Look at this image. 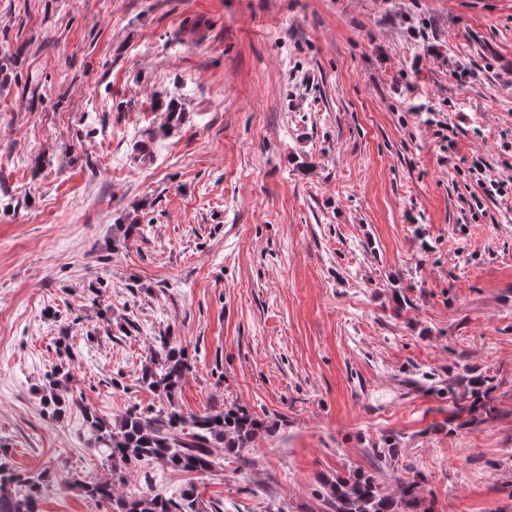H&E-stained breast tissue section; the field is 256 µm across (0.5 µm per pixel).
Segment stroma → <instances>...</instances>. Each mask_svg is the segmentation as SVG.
Here are the masks:
<instances>
[{
    "mask_svg": "<svg viewBox=\"0 0 512 512\" xmlns=\"http://www.w3.org/2000/svg\"><path fill=\"white\" fill-rule=\"evenodd\" d=\"M476 157L512 181V0H0V445L58 474L41 512L111 473L84 408L172 403L264 427L118 493L323 512L359 470L512 512V194L470 208ZM163 336L170 401L137 382ZM70 376V367L60 363L47 375L43 389V410L50 417L59 419L64 417L69 409V399L66 396V380Z\"/></svg>",
    "mask_w": 512,
    "mask_h": 512,
    "instance_id": "1",
    "label": "stroma"
}]
</instances>
